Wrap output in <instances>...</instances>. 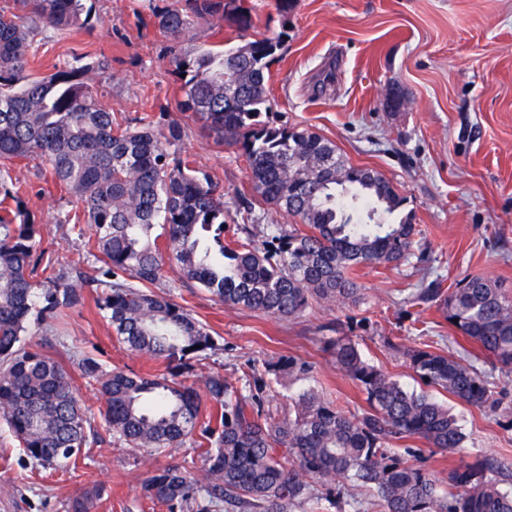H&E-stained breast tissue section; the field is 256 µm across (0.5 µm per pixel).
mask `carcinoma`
<instances>
[{"mask_svg":"<svg viewBox=\"0 0 512 512\" xmlns=\"http://www.w3.org/2000/svg\"><path fill=\"white\" fill-rule=\"evenodd\" d=\"M20 12L0 8V418L27 461L44 468L68 463L94 436L72 380L42 346L25 342L36 322H47L81 302L80 289L100 290L118 340L134 353L167 363L168 375L146 377L105 370L81 360L95 382L114 443L160 455L193 441L205 478L184 466L157 467L142 481L143 497L169 512H331L365 490L378 512H512V467L494 455L463 459L448 469L447 487L412 463L420 449L399 441L420 439L432 449L461 448L467 434L430 388L480 410L499 406L488 376L463 358L429 347L406 351L426 386L408 390L362 356L352 336L325 340L336 369L366 395L368 409L352 413L310 388L292 401L294 416L264 417L262 394L271 378L298 380L311 365L283 357L251 369L249 394L220 375L204 392L178 379L214 345L207 330L171 293L152 287L165 262L180 282L193 281L225 305L273 318H296L309 305L356 301L355 280L366 266L406 261L418 233L412 217L388 224L384 215L405 198L379 172L351 165L336 144L307 129L260 120L270 110L269 64L282 37L260 38L235 51L176 54L185 75L180 109L218 143L246 158L254 199L298 220L270 224L261 241L224 239V192L182 148L181 125L156 128L146 114L121 126L100 100L112 80L104 56L74 54L55 72L30 73L39 53V29L67 35L87 25L84 0H15ZM227 13L250 26L245 0H185L156 14L159 29L181 42L201 22ZM41 160L45 171L92 227L93 262L70 282L50 273L37 283L40 261L35 224L22 208L21 184L10 175L17 161ZM167 226L165 245L152 238ZM454 324L465 356L512 369V296L482 276L466 277L448 295L423 288ZM212 407L205 414L203 408ZM105 488L77 494L68 512H91Z\"/></svg>","mask_w":512,"mask_h":512,"instance_id":"cac0c4a2","label":"carcinoma"}]
</instances>
